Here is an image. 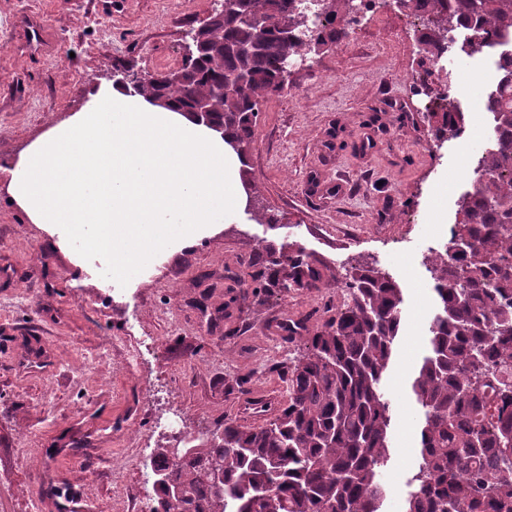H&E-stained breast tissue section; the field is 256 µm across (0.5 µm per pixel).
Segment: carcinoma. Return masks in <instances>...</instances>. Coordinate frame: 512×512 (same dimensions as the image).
I'll use <instances>...</instances> for the list:
<instances>
[{"label":"carcinoma","instance_id":"carcinoma-1","mask_svg":"<svg viewBox=\"0 0 512 512\" xmlns=\"http://www.w3.org/2000/svg\"><path fill=\"white\" fill-rule=\"evenodd\" d=\"M427 52L454 42L456 18L469 22L460 51L512 28V0H427ZM357 0H323L314 21L296 0H224L206 24L199 60L151 74L127 89L190 112L211 101V124L240 157L248 153L261 100L282 94L281 64L348 36ZM319 23L327 36L306 38ZM294 35H286V28ZM180 78L175 79L173 75ZM240 78L216 94L224 78ZM485 108L493 126L512 128V58ZM440 136L464 124L438 94ZM473 172L488 176L458 201L456 249L428 257L436 312L422 364L410 384L420 408L419 462L407 481L405 512H512V139L491 140ZM255 279L265 288H333L338 277L261 241ZM347 301L326 310L308 352L289 367L286 399L263 425L224 421L218 433L187 442L175 456L156 449L162 512H383V469L392 458L391 402L384 383L401 330L403 288L368 265L346 269Z\"/></svg>","mask_w":512,"mask_h":512}]
</instances>
